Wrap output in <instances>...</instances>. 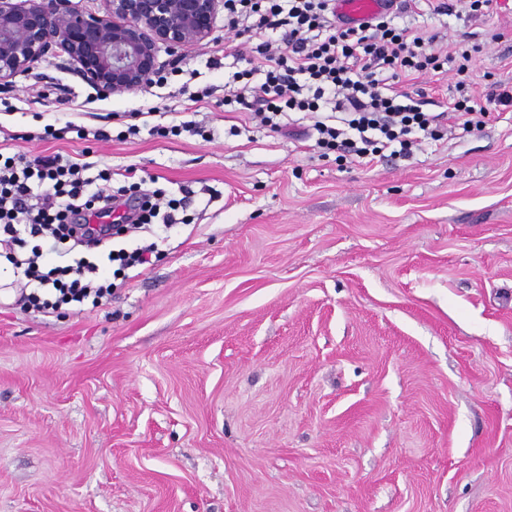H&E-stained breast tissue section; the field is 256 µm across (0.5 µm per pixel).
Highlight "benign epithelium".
<instances>
[{
  "label": "benign epithelium",
  "instance_id": "7a95c632",
  "mask_svg": "<svg viewBox=\"0 0 512 512\" xmlns=\"http://www.w3.org/2000/svg\"><path fill=\"white\" fill-rule=\"evenodd\" d=\"M85 13L72 0H0V88L49 52L104 94L137 90L159 73L158 48L195 46L215 31L224 0H103Z\"/></svg>",
  "mask_w": 512,
  "mask_h": 512
}]
</instances>
